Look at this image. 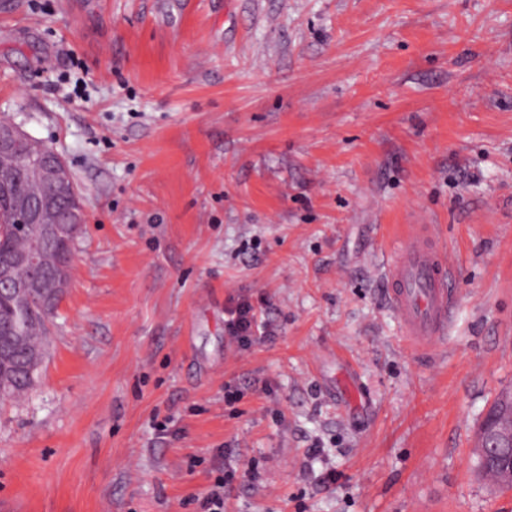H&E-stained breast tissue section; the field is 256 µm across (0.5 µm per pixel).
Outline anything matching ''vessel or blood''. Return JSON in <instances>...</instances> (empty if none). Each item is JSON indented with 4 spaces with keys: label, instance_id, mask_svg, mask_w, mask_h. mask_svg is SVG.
I'll use <instances>...</instances> for the list:
<instances>
[{
    "label": "vessel or blood",
    "instance_id": "1",
    "mask_svg": "<svg viewBox=\"0 0 512 512\" xmlns=\"http://www.w3.org/2000/svg\"><path fill=\"white\" fill-rule=\"evenodd\" d=\"M385 279L406 344L424 353L445 341L456 290L434 236L409 228L387 263Z\"/></svg>",
    "mask_w": 512,
    "mask_h": 512
}]
</instances>
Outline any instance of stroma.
I'll return each mask as SVG.
<instances>
[{
	"instance_id": "1",
	"label": "stroma",
	"mask_w": 512,
	"mask_h": 512,
	"mask_svg": "<svg viewBox=\"0 0 512 512\" xmlns=\"http://www.w3.org/2000/svg\"><path fill=\"white\" fill-rule=\"evenodd\" d=\"M0 119L87 219L0 512H200L226 446L224 512H512L474 453L512 389V0H0ZM412 224L457 289L427 355L386 299ZM228 319H225V327L231 341L243 349L250 348L255 342L253 336L256 323L255 306L249 297H240L234 304L225 310Z\"/></svg>"
}]
</instances>
